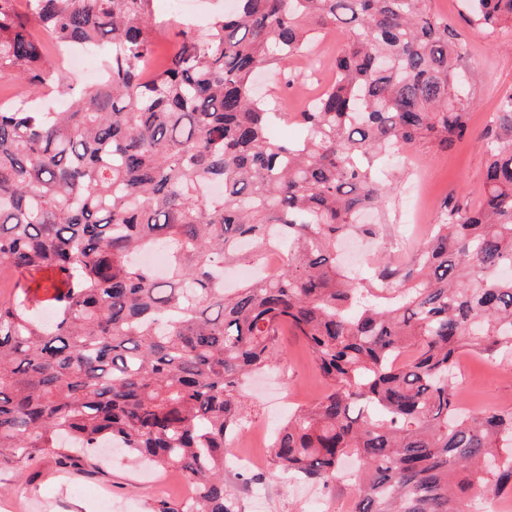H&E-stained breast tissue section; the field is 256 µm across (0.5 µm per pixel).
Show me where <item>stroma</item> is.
<instances>
[{
	"instance_id": "stroma-1",
	"label": "stroma",
	"mask_w": 512,
	"mask_h": 512,
	"mask_svg": "<svg viewBox=\"0 0 512 512\" xmlns=\"http://www.w3.org/2000/svg\"><path fill=\"white\" fill-rule=\"evenodd\" d=\"M470 52L465 64L480 79L473 97V132H481L496 109L500 91L512 85V28L491 34L467 33ZM416 166L393 161L383 167L393 190L383 210L389 216L379 234L367 238L350 234L347 246L365 264L375 259H409L425 240L426 227L405 220L417 169H424L429 191L437 200L457 198L470 206L482 198L486 156L471 139L445 152L423 144L414 149ZM283 356L277 367L246 382V423L235 436L242 454L255 458L249 469L224 463V487L238 512H351L358 478L348 475L330 488L284 474L271 462L269 445L278 425L297 408L315 401L323 391L307 348L291 330L279 337ZM455 386L464 411H512V352L494 356L463 353L457 361ZM188 491L180 474L171 468L144 466L114 449H102L100 469L86 476L63 469L47 458L29 482L15 471L0 467V512H153L157 499L178 503Z\"/></svg>"
}]
</instances>
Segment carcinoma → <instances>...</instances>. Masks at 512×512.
I'll list each match as a JSON object with an SVG mask.
<instances>
[{
	"label": "carcinoma",
	"mask_w": 512,
	"mask_h": 512,
	"mask_svg": "<svg viewBox=\"0 0 512 512\" xmlns=\"http://www.w3.org/2000/svg\"><path fill=\"white\" fill-rule=\"evenodd\" d=\"M0 0V466L18 476L51 457L97 468L77 448L119 444L178 468L194 495L154 512H236L224 447L245 412L243 381L282 356L291 327L325 389L277 431L273 464L324 488L359 462L353 512H469L512 496V412L459 414L453 371L466 351H512V86L478 135L483 204H441L413 261H381L366 282L338 244L391 187L379 166L472 135L468 41L431 0H232L202 32H178L166 67L142 62L154 0ZM475 33L512 21V0H467ZM54 44L109 42L105 73L77 92L47 65ZM335 78L297 114L303 138L270 133L260 70L329 28ZM66 98L36 112L33 95ZM219 183L218 202L200 194ZM162 248L159 276L132 257ZM273 275L224 289L218 269ZM54 312L45 321L40 313Z\"/></svg>",
	"instance_id": "obj_1"
}]
</instances>
